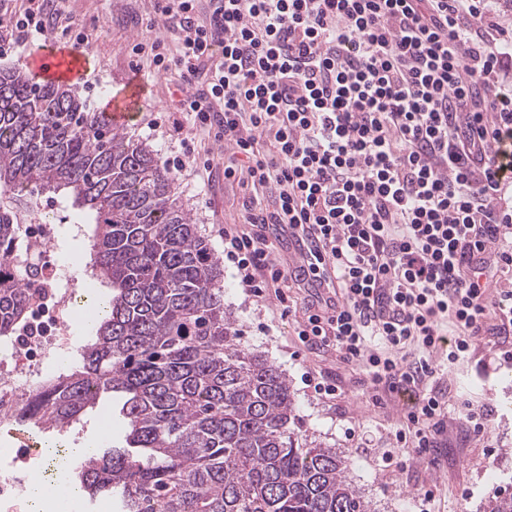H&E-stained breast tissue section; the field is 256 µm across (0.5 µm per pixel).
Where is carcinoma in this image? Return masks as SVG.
I'll return each instance as SVG.
<instances>
[{
	"instance_id": "cac0c4a2",
	"label": "carcinoma",
	"mask_w": 512,
	"mask_h": 512,
	"mask_svg": "<svg viewBox=\"0 0 512 512\" xmlns=\"http://www.w3.org/2000/svg\"><path fill=\"white\" fill-rule=\"evenodd\" d=\"M174 184L157 151L68 86L0 69V255L16 204L60 193L93 213L89 264L110 290L77 366L26 398L21 422L60 431L120 395L125 445L69 474L119 512H374L345 456L296 430L285 375L236 344L219 261ZM24 319L22 285L0 279V335Z\"/></svg>"
}]
</instances>
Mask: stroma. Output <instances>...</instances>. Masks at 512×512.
Returning <instances> with one entry per match:
<instances>
[{"label": "stroma", "instance_id": "obj_1", "mask_svg": "<svg viewBox=\"0 0 512 512\" xmlns=\"http://www.w3.org/2000/svg\"><path fill=\"white\" fill-rule=\"evenodd\" d=\"M65 8L76 16L92 43L86 78L73 85L76 93L89 111L103 112L112 96L131 77H138L145 93L127 132L152 145L160 156L169 155V143L151 129L150 121L172 111L179 96V77L172 71L152 70L146 59L132 51L147 35L169 44L175 41L162 24L145 28L143 18L152 10L151 0H66ZM176 190L215 255L223 256L224 244L216 228L240 223L242 202L250 188L220 174L204 187L184 172L176 177ZM222 278L224 306L236 323L241 347L262 355L286 375L302 432L347 457L349 481L371 500L375 512H415L418 496L428 490L435 495L432 512H484L487 501L512 484V364L493 360L498 346H512V335L490 331L479 337L468 357L445 377L449 414L439 447L427 458L385 468L381 453L390 443V430L402 425L405 407L402 400L390 396L374 402L359 366L342 360L334 348L312 347L298 339L296 322L320 296V289L284 283L279 292H267L262 300L253 301L245 297L231 269H223ZM285 307L290 310L286 316L281 313ZM308 373L338 385L340 396L330 402L320 399L304 383ZM466 402L490 411L489 439L465 433L459 408ZM115 405L111 397H104L67 431L41 433V445L70 448L96 440L99 413Z\"/></svg>", "mask_w": 512, "mask_h": 512}]
</instances>
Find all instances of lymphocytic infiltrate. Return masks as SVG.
Returning a JSON list of instances; mask_svg holds the SVG:
<instances>
[{"mask_svg": "<svg viewBox=\"0 0 512 512\" xmlns=\"http://www.w3.org/2000/svg\"><path fill=\"white\" fill-rule=\"evenodd\" d=\"M64 0L6 7L0 57L29 43L88 44ZM154 0L176 48L134 54L177 70L165 128L175 170L212 172L196 139L228 143L254 194L220 228L249 297L295 280L330 297L295 333L362 367L373 394H398L394 448L427 456L448 413L438 387L489 319L512 330V31L494 0ZM272 136L263 149L260 140ZM309 238L320 268L292 274L267 230Z\"/></svg>", "mask_w": 512, "mask_h": 512, "instance_id": "obj_1", "label": "lymphocytic infiltrate"}]
</instances>
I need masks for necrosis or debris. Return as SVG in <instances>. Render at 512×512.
<instances>
[{"label": "necrosis or debris", "instance_id": "1", "mask_svg": "<svg viewBox=\"0 0 512 512\" xmlns=\"http://www.w3.org/2000/svg\"><path fill=\"white\" fill-rule=\"evenodd\" d=\"M18 240L0 255V275L20 281L28 298L24 329L0 338V423L12 422L22 398L40 389L62 361L73 358L71 314L82 299L79 273L58 255V211L50 201L27 199L15 210ZM68 468L48 472L39 466L18 467L0 461V512H14L33 480L64 482Z\"/></svg>", "mask_w": 512, "mask_h": 512}]
</instances>
